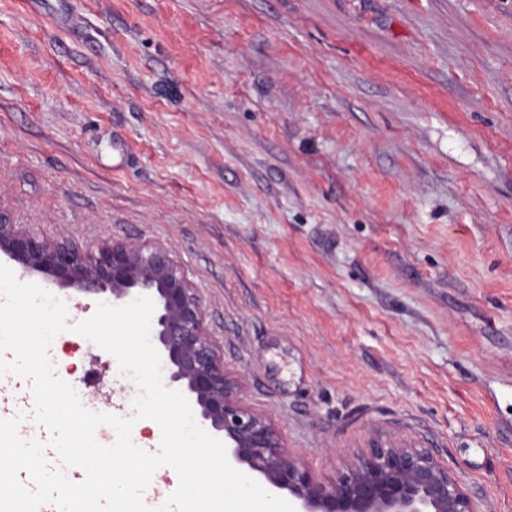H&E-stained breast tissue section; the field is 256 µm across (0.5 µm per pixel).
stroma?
<instances>
[{"label": "stroma", "instance_id": "obj_1", "mask_svg": "<svg viewBox=\"0 0 512 512\" xmlns=\"http://www.w3.org/2000/svg\"><path fill=\"white\" fill-rule=\"evenodd\" d=\"M0 215L164 244L318 479L413 444L512 512V0H0ZM50 357L130 407L110 353Z\"/></svg>", "mask_w": 512, "mask_h": 512}]
</instances>
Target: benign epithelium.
Listing matches in <instances>:
<instances>
[{"label":"benign epithelium","mask_w":512,"mask_h":512,"mask_svg":"<svg viewBox=\"0 0 512 512\" xmlns=\"http://www.w3.org/2000/svg\"><path fill=\"white\" fill-rule=\"evenodd\" d=\"M0 253L21 278L45 273L64 287L108 295L114 303L150 297L151 335L170 366L168 385L186 391L201 419L224 433L231 464L287 491L297 512H486L431 448L374 443L328 484L293 459L271 424L240 400V380L224 369L196 288L164 245L93 249L51 239L0 215Z\"/></svg>","instance_id":"1"}]
</instances>
